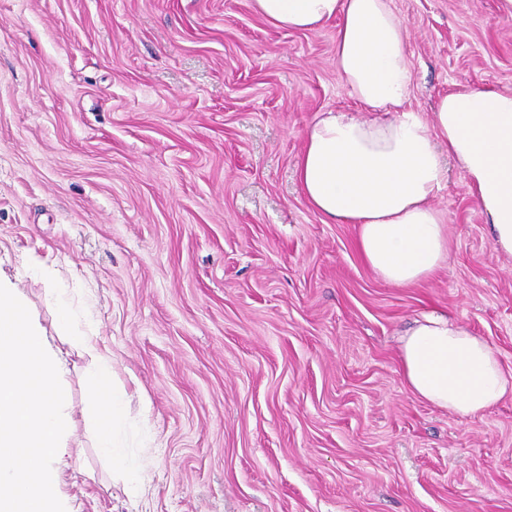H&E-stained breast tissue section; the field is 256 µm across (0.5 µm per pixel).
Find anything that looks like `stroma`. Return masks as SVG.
<instances>
[{
    "instance_id": "obj_1",
    "label": "stroma",
    "mask_w": 512,
    "mask_h": 512,
    "mask_svg": "<svg viewBox=\"0 0 512 512\" xmlns=\"http://www.w3.org/2000/svg\"><path fill=\"white\" fill-rule=\"evenodd\" d=\"M393 4L412 109L512 88L502 0ZM335 33L251 0H0V281L62 363L66 512H512V397L439 409L398 362L400 333L435 313L512 372V257L454 164L435 200L453 253L415 287L310 209L304 131L358 108ZM58 287L97 354L57 330ZM92 371L126 396L128 473L96 445Z\"/></svg>"
}]
</instances>
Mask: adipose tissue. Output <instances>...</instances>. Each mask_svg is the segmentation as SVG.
I'll list each match as a JSON object with an SVG mask.
<instances>
[{
  "instance_id": "1",
  "label": "adipose tissue",
  "mask_w": 512,
  "mask_h": 512,
  "mask_svg": "<svg viewBox=\"0 0 512 512\" xmlns=\"http://www.w3.org/2000/svg\"><path fill=\"white\" fill-rule=\"evenodd\" d=\"M275 26L311 31L334 20L336 72L358 112L328 111L306 129L296 164L316 214L356 227L364 264L397 287L431 279L450 258L448 226L434 200L445 159L462 168L486 216L496 252L512 256V89L462 87L439 99L431 118L408 108V26L392 0H252ZM49 303L70 344L95 352L64 289ZM399 364L415 397L476 416L512 396V373L497 352L457 320L425 315L400 338ZM97 446L114 471L132 466L123 436L125 402L106 375L91 374Z\"/></svg>"
}]
</instances>
